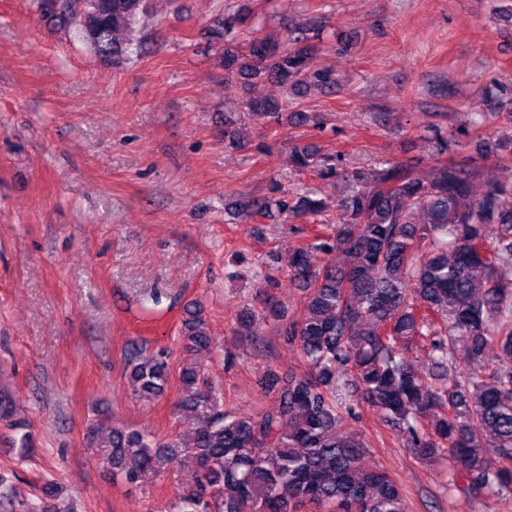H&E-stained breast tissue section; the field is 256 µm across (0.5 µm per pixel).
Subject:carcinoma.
I'll list each match as a JSON object with an SVG mask.
<instances>
[{
    "label": "carcinoma",
    "instance_id": "1",
    "mask_svg": "<svg viewBox=\"0 0 512 512\" xmlns=\"http://www.w3.org/2000/svg\"><path fill=\"white\" fill-rule=\"evenodd\" d=\"M42 17L78 29L95 55L114 64L126 56L144 0H38ZM245 21L226 13L208 28L209 45L224 58V81L242 80L249 95L224 115V141L243 147L239 128L280 122L288 103L262 94L270 78L292 97L313 84L336 83L317 66L310 30L294 29L284 47L255 39L247 50L227 40ZM298 172H335L328 156L307 144L293 147ZM477 193V166L440 162L423 175L385 161L369 170L345 169L348 192L336 206L341 224H318L313 242L292 247L291 280L307 295V313L284 320L280 300L261 297L244 315L278 326L296 345L305 370L271 373L264 392L274 405L251 415L224 409L221 390L208 385L196 358L214 349L200 308L181 326L184 359L172 373L168 352L135 346L127 356L134 395L153 401L177 378L179 409L197 427L187 439L165 442L138 429L104 423L87 428L112 474L133 485L179 460L193 484L179 494L177 512H410L400 484L363 464L366 443L342 429L362 401L378 408L403 447L422 462L441 464L448 494L486 504L512 495V166ZM240 207L272 209L316 219L328 205L309 190L292 199L272 184L270 195ZM322 251L315 262L313 253ZM421 345L440 371L426 378L410 356ZM429 424L423 419L429 412Z\"/></svg>",
    "mask_w": 512,
    "mask_h": 512
}]
</instances>
